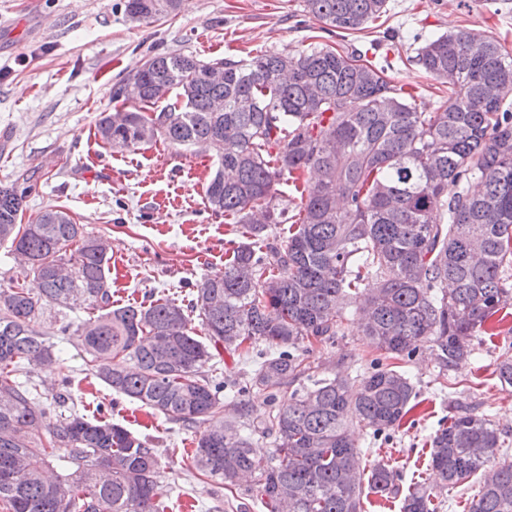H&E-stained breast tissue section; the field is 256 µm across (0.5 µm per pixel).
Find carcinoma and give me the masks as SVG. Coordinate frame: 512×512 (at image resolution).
<instances>
[{
    "mask_svg": "<svg viewBox=\"0 0 512 512\" xmlns=\"http://www.w3.org/2000/svg\"><path fill=\"white\" fill-rule=\"evenodd\" d=\"M387 2L303 0V9L340 36L369 28ZM178 7L125 0L124 11L150 24ZM407 62L448 84L434 111H419L385 67L327 44L209 61L155 54L113 88L115 106L96 135L119 149L161 137L210 152L217 167L205 186L208 208L233 217L248 238L185 305L112 307L108 238L57 206L22 225L35 184L23 177L0 189V242L25 258L0 287L5 512L161 509L155 449L104 417L74 412L45 424L63 395L45 401L31 379H17L54 362V343L38 330L48 306L91 313L76 326L61 322L58 335L77 337L92 376L199 428L185 463L193 476L218 479L231 493L240 474L256 472L249 493L267 512H366L369 493H398L387 465L361 469L350 428L372 439L398 430L417 395L403 365L432 342L440 368L457 367L487 320L512 304V55L461 29L428 39ZM473 176L483 189L469 196L460 185ZM282 224L286 235L269 239ZM30 275L36 296L24 284ZM359 300L365 335L384 358L353 376L314 379L280 403L273 393L259 422H249L250 388L301 380L314 345L345 335ZM192 313L209 343L191 335ZM212 347L253 362L250 379L226 382L217 366L202 371ZM224 397L237 401L244 422H212ZM256 431L273 438L265 460L252 451ZM504 445L492 420L455 414L432 437L429 466L444 489L483 473L468 512H512V462L488 467ZM401 512H437L426 483H413Z\"/></svg>",
    "mask_w": 512,
    "mask_h": 512,
    "instance_id": "1",
    "label": "carcinoma"
}]
</instances>
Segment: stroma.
I'll return each instance as SVG.
<instances>
[{"label":"stroma","mask_w":512,"mask_h":512,"mask_svg":"<svg viewBox=\"0 0 512 512\" xmlns=\"http://www.w3.org/2000/svg\"><path fill=\"white\" fill-rule=\"evenodd\" d=\"M321 27L302 0H181L176 15L148 25L130 22L123 0H0V187L31 174L36 188L25 200L23 222L59 206L87 231L110 237L114 304L187 296L223 270L226 245L242 242L241 227L206 207L212 156L160 139L124 151L101 144L95 124L112 109V88L156 53L207 59L301 50ZM462 28L505 39L512 51V0H388L378 27L346 44L367 50L371 62L390 63L391 78L417 87V106L429 112L437 101L434 82L407 59L428 37ZM486 326L474 356L453 370H440L431 346L408 364L417 407L389 439L362 451L363 466L384 463L399 473L400 491L427 479L438 491V512H467L480 488L475 475L443 489L426 469L429 440L448 416L460 410L488 416L509 449L496 462H512V387L502 386L496 372L512 356V315H493ZM57 328L54 310H46L38 329L54 342L56 362L35 370L36 382L52 394L61 375H69L77 412L90 417L104 404L113 422L156 449V480L170 491L165 512L192 504L200 512H266L248 492L253 476L231 495L214 479L189 476L181 454L193 450L194 432L87 377L82 352L75 341L59 339ZM378 355L354 314L346 335L315 345L308 362L311 375L323 378Z\"/></svg>","instance_id":"35a3bbf8"}]
</instances>
